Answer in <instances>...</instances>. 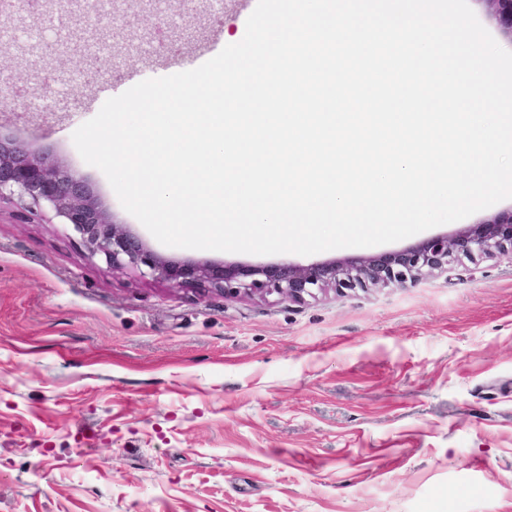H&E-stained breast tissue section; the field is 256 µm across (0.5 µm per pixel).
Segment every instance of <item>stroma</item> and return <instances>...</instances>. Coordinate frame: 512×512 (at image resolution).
<instances>
[{
    "label": "stroma",
    "instance_id": "35a3bbf8",
    "mask_svg": "<svg viewBox=\"0 0 512 512\" xmlns=\"http://www.w3.org/2000/svg\"><path fill=\"white\" fill-rule=\"evenodd\" d=\"M115 0L142 53L0 45V136L67 163L150 239L72 134L95 90L224 26ZM22 0L0 14L54 32ZM80 82H72L74 74ZM0 512H512V258L304 302L113 271L49 209L0 204Z\"/></svg>",
    "mask_w": 512,
    "mask_h": 512
}]
</instances>
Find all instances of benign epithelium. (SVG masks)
<instances>
[{"label": "benign epithelium", "mask_w": 512, "mask_h": 512, "mask_svg": "<svg viewBox=\"0 0 512 512\" xmlns=\"http://www.w3.org/2000/svg\"><path fill=\"white\" fill-rule=\"evenodd\" d=\"M18 198L47 207L69 224L92 257L100 255L114 271L126 269L174 285H197L233 297L276 294L303 302L332 291L344 297L356 290L414 284L463 259L512 254V211L452 235L437 234L391 252L333 258L319 263L250 265L226 261L178 260L154 251L126 224L101 208L89 186L48 156L28 152L0 136V200Z\"/></svg>", "instance_id": "1"}]
</instances>
